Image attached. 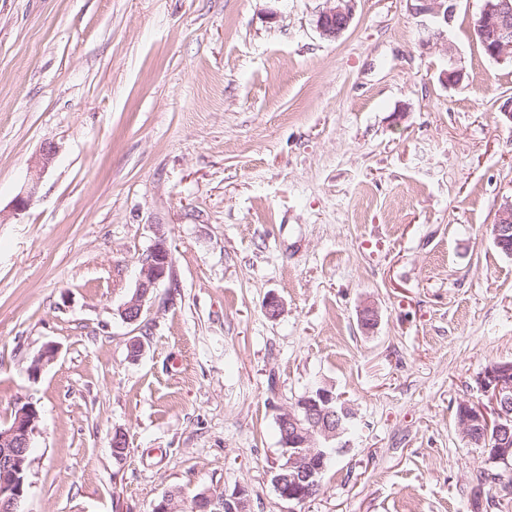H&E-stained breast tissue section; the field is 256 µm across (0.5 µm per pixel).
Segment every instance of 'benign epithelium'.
Instances as JSON below:
<instances>
[{"label": "benign epithelium", "instance_id": "7a95c632", "mask_svg": "<svg viewBox=\"0 0 512 512\" xmlns=\"http://www.w3.org/2000/svg\"><path fill=\"white\" fill-rule=\"evenodd\" d=\"M356 0H326V7L316 20L317 29L327 39H336L345 32L354 16ZM456 0H415L412 16L430 32L422 41L428 47L433 41L444 44L447 65L440 73L446 85L463 79L457 67L455 49L448 40V29L454 20ZM478 31L487 55L495 60L512 57V0H481L478 12ZM56 146L47 143L34 162L35 171L44 173L52 164ZM496 242L512 238V203L499 209L494 222ZM172 265L171 250L165 233L156 230V239L147 257L142 260L137 288L121 308V318L130 324L138 322L145 297L162 281ZM57 355L54 345L48 344L32 360L29 375L37 376ZM479 391L488 398L490 407L481 404L459 405L457 423L469 444H483L485 435L494 432L495 447L487 449L489 461L505 469L512 468V362L495 363L478 377ZM355 414L332 390L317 386L307 391L294 406L278 417L286 448L282 449L284 463L274 471L273 484L281 499L303 504L321 492L320 474L323 462L333 454L349 447L350 426ZM39 412L30 403L15 407L8 426L0 427V512L22 510L28 490L29 456L32 437L36 433ZM166 491L154 504V512H180L182 504ZM218 493L209 489L196 494L192 512H208Z\"/></svg>", "mask_w": 512, "mask_h": 512}]
</instances>
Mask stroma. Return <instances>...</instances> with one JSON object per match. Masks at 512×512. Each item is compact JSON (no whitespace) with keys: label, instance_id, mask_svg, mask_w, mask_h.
<instances>
[{"label":"stroma","instance_id":"35a3bbf8","mask_svg":"<svg viewBox=\"0 0 512 512\" xmlns=\"http://www.w3.org/2000/svg\"><path fill=\"white\" fill-rule=\"evenodd\" d=\"M480 5L458 2L446 86L408 0H356L334 40L325 0H0V424L40 415L25 512H152L175 487H242L250 512H512L456 416L512 361L490 232L512 59L481 49ZM160 230L170 273L126 323ZM315 385L356 432L294 506L277 417Z\"/></svg>","mask_w":512,"mask_h":512}]
</instances>
